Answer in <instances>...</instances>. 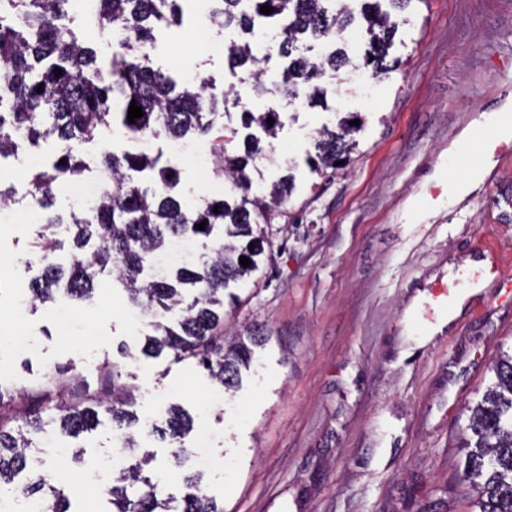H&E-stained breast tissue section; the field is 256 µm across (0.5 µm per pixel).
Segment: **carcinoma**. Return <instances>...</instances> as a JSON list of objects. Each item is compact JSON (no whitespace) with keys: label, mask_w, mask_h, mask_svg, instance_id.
I'll return each instance as SVG.
<instances>
[{"label":"carcinoma","mask_w":512,"mask_h":512,"mask_svg":"<svg viewBox=\"0 0 512 512\" xmlns=\"http://www.w3.org/2000/svg\"><path fill=\"white\" fill-rule=\"evenodd\" d=\"M180 2L94 0L85 16L100 31L110 30L116 44L103 62L76 35L69 0H0V158L17 155L23 143L37 149L52 138L59 145L53 161L36 168L29 180V195L40 206L34 241L40 272L28 284L31 302L47 306L63 298L80 305L92 298L95 280L115 270L130 305L155 318L141 353L157 357L166 351L178 360L193 359L224 391L234 392L242 385V370L270 336L255 325L246 336L225 343V308L241 303L238 290L259 271L270 244L266 227L296 189L288 174L253 191L254 176L260 174L255 160L262 149L248 130L257 126L274 137L284 127L286 112L254 111L246 101L271 94L287 106H327V78L350 69L353 61L336 37L357 22L368 35L363 66L375 76L387 72L398 19L416 0H361L357 13L336 8V0H211L210 25L253 36L261 19L276 29V52L284 60L280 80L269 87L264 75L272 53L248 39L231 44L229 67L246 73L244 90L232 100L207 92L206 84L180 89L170 73L150 65L158 30L183 23ZM265 4L273 12L261 13ZM320 40L330 48L315 59L309 52L312 42ZM57 68L62 71L58 76ZM133 100L143 116L131 123ZM231 106L241 108L240 124L226 125L221 132L217 120L231 116ZM355 119L343 117L337 127L318 132L315 153L305 159L312 171L334 175L350 164L356 146L351 136L360 130L350 124ZM105 130L136 141L146 136L212 138L220 157L216 174L241 196L188 208L176 193L180 171L174 165L161 162L160 154L115 153L102 140ZM95 139L101 144L97 172L107 188L93 203L57 210L56 195L88 171L72 153L71 142ZM202 222L204 229L195 228ZM218 230L224 239L219 247L171 275L144 276L145 264L172 239L188 234L210 239ZM242 256L250 259L249 266L240 265ZM104 371L111 387L104 396L78 390L63 400L45 391L34 397L25 416L0 414V502L20 496L44 504L47 512H74L69 485L48 479L43 461L32 454L31 434L44 431L47 411L55 414L60 433L70 437L94 430L102 413L120 427L138 424L137 414L125 409L134 390L121 383L117 366ZM492 371L494 381L470 408L464 475L478 490L475 512H512V353L501 355ZM192 424L189 414L171 406L159 433L180 440ZM123 447L131 454L112 477L107 512H224V505L206 493L202 473L184 475L186 492L178 501L144 474L153 455H132L137 448L132 433L124 435Z\"/></svg>","instance_id":"carcinoma-1"}]
</instances>
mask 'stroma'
<instances>
[{
	"instance_id": "stroma-1",
	"label": "stroma",
	"mask_w": 512,
	"mask_h": 512,
	"mask_svg": "<svg viewBox=\"0 0 512 512\" xmlns=\"http://www.w3.org/2000/svg\"><path fill=\"white\" fill-rule=\"evenodd\" d=\"M206 0H185L182 26L162 30L155 66L185 84L240 86L223 51L209 50ZM398 67L370 78L368 97L351 95L350 74L328 82V107H302L277 139L263 143L297 189L277 222L273 260L246 301L226 319L231 331L266 325L259 351L235 394L164 353L141 354L149 319L134 315L122 285L104 275L92 301L59 323L55 309L25 296L38 230L24 195L0 214V381L14 390L18 416L27 393L59 365L96 391L111 361L135 386L134 411L162 422L169 405L194 420L187 445L210 459L208 489L224 512H470L458 444L465 408L480 399L488 368L512 350V0H421L395 37ZM364 118L350 166L323 178L305 165L322 127ZM468 150H459L464 133ZM480 158V184L459 200L448 181ZM187 206L225 195L209 141L175 157ZM468 298L444 329L439 285ZM139 451L155 455L154 475L182 497L184 467L172 441L140 426ZM83 472L103 467L121 432L111 420L83 435Z\"/></svg>"
}]
</instances>
